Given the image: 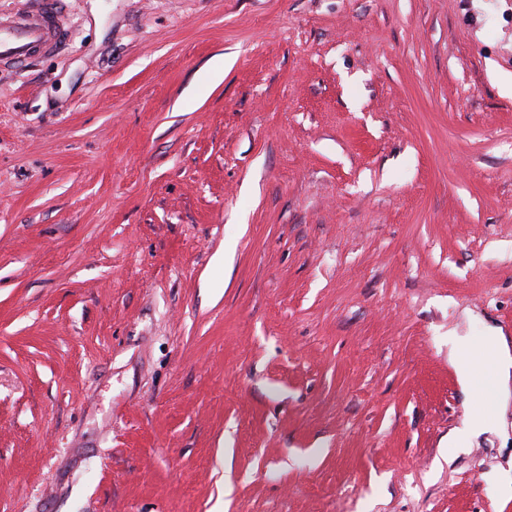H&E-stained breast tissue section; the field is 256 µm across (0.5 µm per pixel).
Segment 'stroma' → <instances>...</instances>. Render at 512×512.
I'll use <instances>...</instances> for the list:
<instances>
[{"label": "stroma", "instance_id": "stroma-1", "mask_svg": "<svg viewBox=\"0 0 512 512\" xmlns=\"http://www.w3.org/2000/svg\"><path fill=\"white\" fill-rule=\"evenodd\" d=\"M0 64V512H512V0H61ZM60 1L32 0L22 15L0 20V63H21L53 53L65 43ZM485 342L489 346L485 360L489 380L483 388V395L489 403H497L510 378L512 380V351L504 336L489 335ZM495 423L496 419L488 413L479 412L468 415L462 427L457 429V433L450 441L448 448H462L472 435L486 431L494 426Z\"/></svg>", "mask_w": 512, "mask_h": 512}]
</instances>
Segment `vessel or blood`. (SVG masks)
<instances>
[{
  "mask_svg": "<svg viewBox=\"0 0 512 512\" xmlns=\"http://www.w3.org/2000/svg\"><path fill=\"white\" fill-rule=\"evenodd\" d=\"M59 2L31 0L22 15L0 20V63H20L50 54L65 43Z\"/></svg>",
  "mask_w": 512,
  "mask_h": 512,
  "instance_id": "vessel-or-blood-1",
  "label": "vessel or blood"
}]
</instances>
